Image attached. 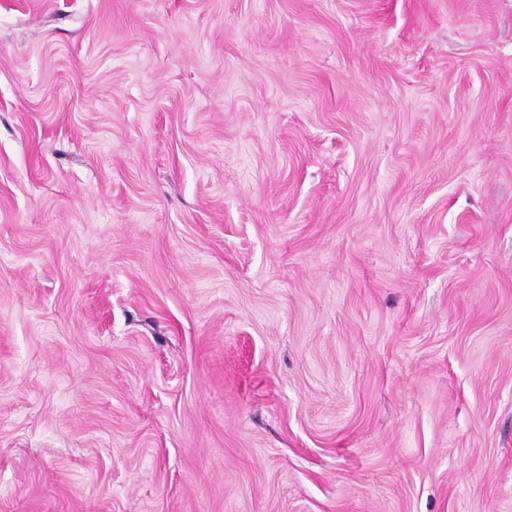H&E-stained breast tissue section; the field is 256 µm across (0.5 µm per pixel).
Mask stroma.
I'll use <instances>...</instances> for the list:
<instances>
[{
    "label": "stroma",
    "mask_w": 512,
    "mask_h": 512,
    "mask_svg": "<svg viewBox=\"0 0 512 512\" xmlns=\"http://www.w3.org/2000/svg\"><path fill=\"white\" fill-rule=\"evenodd\" d=\"M0 512H512V0H0Z\"/></svg>",
    "instance_id": "1"
}]
</instances>
